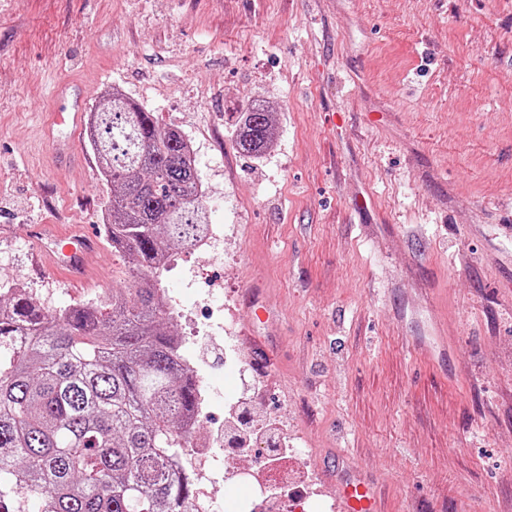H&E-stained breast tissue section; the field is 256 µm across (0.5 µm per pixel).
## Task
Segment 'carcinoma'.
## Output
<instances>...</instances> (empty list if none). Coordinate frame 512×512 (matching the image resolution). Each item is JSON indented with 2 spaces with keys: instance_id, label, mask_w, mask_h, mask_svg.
Returning <instances> with one entry per match:
<instances>
[{
  "instance_id": "cac0c4a2",
  "label": "carcinoma",
  "mask_w": 512,
  "mask_h": 512,
  "mask_svg": "<svg viewBox=\"0 0 512 512\" xmlns=\"http://www.w3.org/2000/svg\"><path fill=\"white\" fill-rule=\"evenodd\" d=\"M274 118L253 104L236 145L267 151ZM88 142L111 187L104 231L132 264L109 311L47 308L10 286L0 303V512H193L173 462L201 393L159 298V239L193 247L208 226L188 141L120 91L91 113Z\"/></svg>"
}]
</instances>
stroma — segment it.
Segmentation results:
<instances>
[{"mask_svg":"<svg viewBox=\"0 0 512 512\" xmlns=\"http://www.w3.org/2000/svg\"><path fill=\"white\" fill-rule=\"evenodd\" d=\"M65 81L195 151L218 255L168 246L159 287L206 430L237 436L233 405L252 427L235 471L332 495L351 456L382 512H512V0H0V285L55 310L131 285L86 137L41 128ZM258 100L256 159L235 135ZM36 225L96 236L94 274L45 267ZM440 323L445 354H413ZM273 112L261 103L253 104L243 112L236 134V145L247 156H257L267 151L272 143L274 130Z\"/></svg>","mask_w":512,"mask_h":512,"instance_id":"obj_1","label":"stroma"}]
</instances>
